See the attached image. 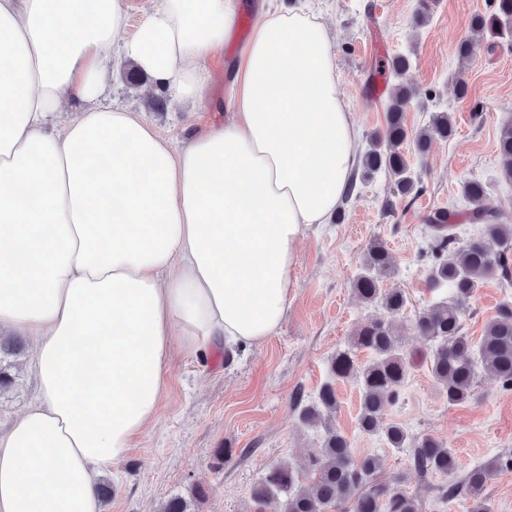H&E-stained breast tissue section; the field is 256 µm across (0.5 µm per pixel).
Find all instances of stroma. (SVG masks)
Here are the masks:
<instances>
[{"instance_id":"1","label":"stroma","mask_w":512,"mask_h":512,"mask_svg":"<svg viewBox=\"0 0 512 512\" xmlns=\"http://www.w3.org/2000/svg\"><path fill=\"white\" fill-rule=\"evenodd\" d=\"M296 2L244 0L236 34L205 63L208 108L187 104L154 110L155 93L147 79L133 75L128 61L112 72L114 99L143 113L173 139L189 140L230 112L232 67L259 15ZM318 8L333 37L338 94L356 114L359 150L384 130L390 97L374 96L373 87H394L397 79L388 64L400 54L409 58L407 79L418 90L406 114L408 127L420 129L435 113L448 112L456 133L433 140L425 155L411 156V175L420 188L416 197H394L393 179L382 172L357 179L355 194L343 205V223L329 224L300 247L293 301L266 342L235 357L216 350L196 356L171 353L168 387L156 421L124 460L103 473L115 489L103 512H160L169 495L188 494L196 485L208 492L199 512H253L252 488L269 468H302L321 445L322 429L303 425L299 413L329 380L331 355L362 324L386 316L352 290L366 247L377 240L392 253L396 274L389 284L407 294L399 322L408 330L439 297L427 282L433 245L426 229L429 215L448 212L458 239L477 237L461 194L462 183L476 179L486 186L485 207L512 224V182L502 176L496 152L499 128L512 120V41L466 62L457 55L471 17L489 12L490 0H320ZM459 80L470 88L467 99L454 94ZM507 299L512 300V282L493 279L480 288L465 316L467 335L481 336ZM28 359L25 353L18 357L15 382L0 393L1 416L20 413L34 397ZM336 390V427L349 438L355 456L380 459V481L405 488L421 512H466L464 502L440 497L446 477L419 473L409 449L390 448L382 436L359 430L355 382H337ZM386 419L407 429L410 438L447 441L457 458L458 480L490 457L512 451V390L492 378L479 380L469 402L452 406L427 364H418L395 404L388 406ZM220 448L229 455L223 469L216 470L212 460Z\"/></svg>"}]
</instances>
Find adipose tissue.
Wrapping results in <instances>:
<instances>
[{
  "label": "adipose tissue",
  "mask_w": 512,
  "mask_h": 512,
  "mask_svg": "<svg viewBox=\"0 0 512 512\" xmlns=\"http://www.w3.org/2000/svg\"><path fill=\"white\" fill-rule=\"evenodd\" d=\"M239 7L157 0L122 43L128 0H0V337L30 339L36 381L0 427V512H102L99 477L156 420L172 349L273 336L299 244L349 191L358 130L317 11L264 13L230 119L182 145L113 103L123 58L204 104Z\"/></svg>",
  "instance_id": "obj_1"
}]
</instances>
